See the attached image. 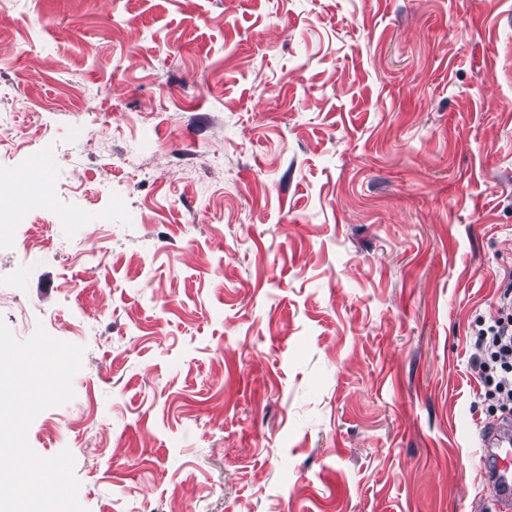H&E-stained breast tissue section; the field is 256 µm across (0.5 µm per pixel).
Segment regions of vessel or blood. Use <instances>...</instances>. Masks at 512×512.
I'll list each match as a JSON object with an SVG mask.
<instances>
[{"label":"vessel or blood","mask_w":512,"mask_h":512,"mask_svg":"<svg viewBox=\"0 0 512 512\" xmlns=\"http://www.w3.org/2000/svg\"><path fill=\"white\" fill-rule=\"evenodd\" d=\"M480 472L499 512H512V425H477Z\"/></svg>","instance_id":"1"}]
</instances>
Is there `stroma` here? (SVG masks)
Returning <instances> with one entry per match:
<instances>
[{
	"mask_svg": "<svg viewBox=\"0 0 512 512\" xmlns=\"http://www.w3.org/2000/svg\"><path fill=\"white\" fill-rule=\"evenodd\" d=\"M0 320L83 346L84 512H497L512 0H0ZM511 307V291L506 290L499 298L500 316L481 323L473 336L472 365L485 388L479 398L493 400L502 412L499 417L512 419ZM480 472L500 512L512 511V428L499 421L475 429Z\"/></svg>",
	"mask_w": 512,
	"mask_h": 512,
	"instance_id": "obj_1",
	"label": "stroma"
}]
</instances>
